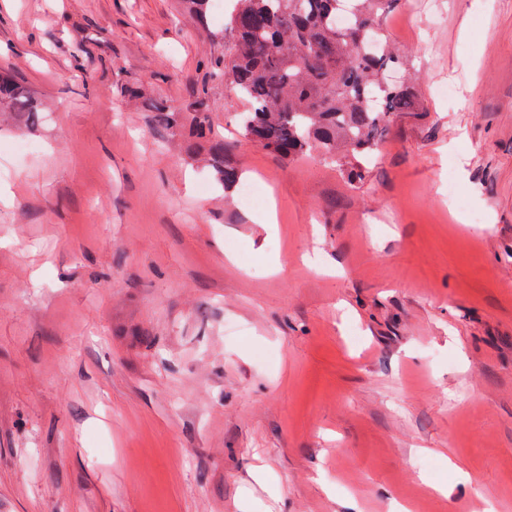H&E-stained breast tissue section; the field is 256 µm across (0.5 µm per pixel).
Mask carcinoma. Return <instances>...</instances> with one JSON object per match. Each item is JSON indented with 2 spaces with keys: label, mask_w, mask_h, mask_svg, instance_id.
<instances>
[{
  "label": "carcinoma",
  "mask_w": 512,
  "mask_h": 512,
  "mask_svg": "<svg viewBox=\"0 0 512 512\" xmlns=\"http://www.w3.org/2000/svg\"><path fill=\"white\" fill-rule=\"evenodd\" d=\"M225 29L232 36L224 69L235 94L247 103L236 126L247 142L292 162L313 151L324 160L357 168L369 160L390 118L421 112L414 85H394L387 73L401 65L388 46L381 21L395 0H235ZM346 12L350 22L336 25ZM0 104L29 118L34 99L0 76ZM151 123L160 132L183 128L210 143L212 168L224 186L239 183V171L224 164V144L212 140L204 112L185 125L170 105L158 103Z\"/></svg>",
  "instance_id": "cac0c4a2"
}]
</instances>
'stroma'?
I'll return each instance as SVG.
<instances>
[{
	"label": "stroma",
	"instance_id": "1",
	"mask_svg": "<svg viewBox=\"0 0 512 512\" xmlns=\"http://www.w3.org/2000/svg\"><path fill=\"white\" fill-rule=\"evenodd\" d=\"M222 2L0 0V512H512V0H396L424 111L358 180L239 136ZM0 104H7L21 116L30 120L39 111L34 99L19 85L9 78L0 76ZM151 123L155 129L165 133H174L175 130L185 127L178 113L173 112L171 106L163 102L154 106V110L151 112ZM188 131L196 139L210 143L211 165L217 182L224 187L238 184L241 175L235 167L224 164V144L212 141V124L205 112H195L189 121Z\"/></svg>",
	"mask_w": 512,
	"mask_h": 512
}]
</instances>
